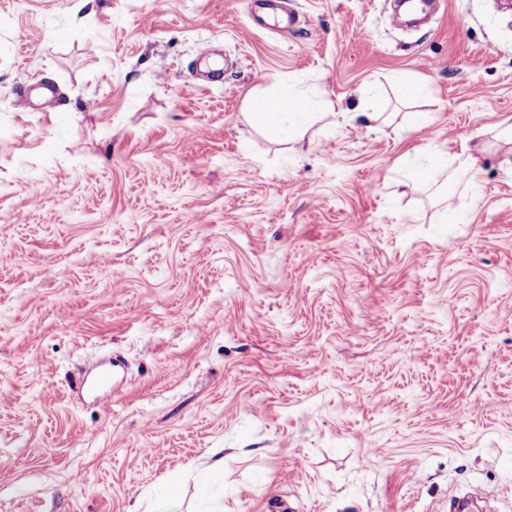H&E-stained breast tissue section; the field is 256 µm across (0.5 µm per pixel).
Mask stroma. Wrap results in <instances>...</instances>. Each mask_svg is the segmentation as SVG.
I'll use <instances>...</instances> for the list:
<instances>
[{"instance_id":"obj_1","label":"stroma","mask_w":512,"mask_h":512,"mask_svg":"<svg viewBox=\"0 0 512 512\" xmlns=\"http://www.w3.org/2000/svg\"><path fill=\"white\" fill-rule=\"evenodd\" d=\"M73 5L0 0V512H512V5ZM251 124L277 138L286 139L303 129L316 109L333 110L331 100L301 86H292L285 94L269 95L258 91L248 93Z\"/></svg>"}]
</instances>
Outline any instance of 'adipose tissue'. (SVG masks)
<instances>
[{
  "label": "adipose tissue",
  "instance_id": "obj_1",
  "mask_svg": "<svg viewBox=\"0 0 512 512\" xmlns=\"http://www.w3.org/2000/svg\"><path fill=\"white\" fill-rule=\"evenodd\" d=\"M248 97L251 124L280 139L289 138L303 129L314 110L333 107L331 100L301 86H293L287 93L274 95L253 90Z\"/></svg>",
  "mask_w": 512,
  "mask_h": 512
}]
</instances>
